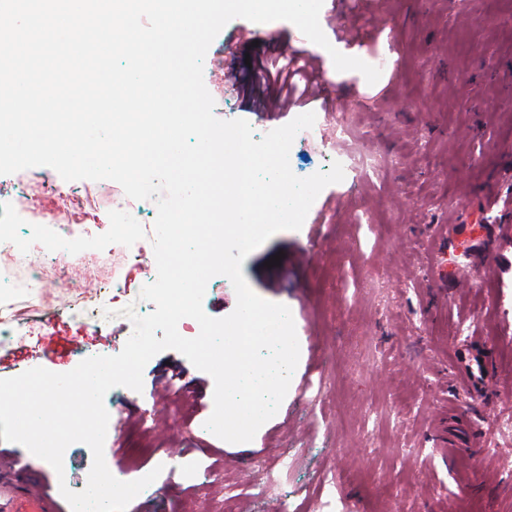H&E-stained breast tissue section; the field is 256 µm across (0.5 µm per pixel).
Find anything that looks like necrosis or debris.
I'll return each instance as SVG.
<instances>
[{
	"instance_id": "1",
	"label": "necrosis or debris",
	"mask_w": 512,
	"mask_h": 512,
	"mask_svg": "<svg viewBox=\"0 0 512 512\" xmlns=\"http://www.w3.org/2000/svg\"><path fill=\"white\" fill-rule=\"evenodd\" d=\"M30 180L17 176L10 189H0V253L12 260L10 268L0 270V291L34 294L45 283H52L71 298L75 319L101 323L98 296L111 294L114 283L99 278L105 262L104 252H78V242L87 237L125 238L138 233L136 208L120 202L92 217L87 224L55 222L45 202L65 197L71 208L83 207V198L69 184L51 176L42 177L38 193H31Z\"/></svg>"
}]
</instances>
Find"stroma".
Listing matches in <instances>:
<instances>
[{"label": "stroma", "mask_w": 512, "mask_h": 512, "mask_svg": "<svg viewBox=\"0 0 512 512\" xmlns=\"http://www.w3.org/2000/svg\"><path fill=\"white\" fill-rule=\"evenodd\" d=\"M346 18L359 31L350 47L336 0H324L330 48L381 76L371 85L337 71L329 49L308 44L326 90L309 106L315 123L294 141L290 168L326 172L335 153L355 159L352 175L323 189L300 230L276 233L242 266L257 295L291 310L300 357L287 395L252 441L229 443L205 427L213 378L178 351L154 356L142 391L104 397L123 420L105 440L110 472L125 482L159 473L127 512H512V0H373ZM240 25L231 20L215 48L241 72L246 58L295 49L290 22L251 38L238 36ZM214 113L260 132L299 111L257 112L228 92ZM440 224L466 228L448 263L472 266L468 284L429 280ZM110 261L119 288L100 305L123 335L71 320L64 294L2 301L23 338L0 361V379L18 363L64 373L82 351H122L134 327L120 311L143 314L146 272L117 245ZM469 347L488 362L475 389L459 374ZM146 443L174 449L168 466L132 462ZM1 450L72 512L60 489L86 487V444L66 449L59 473L20 444L0 440ZM15 468L0 458V473Z\"/></svg>", "instance_id": "stroma-1"}]
</instances>
